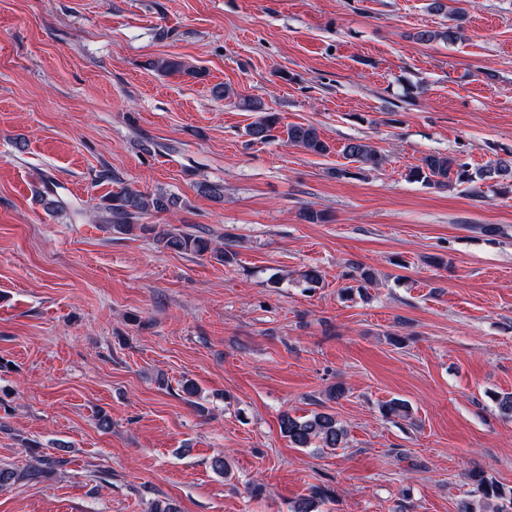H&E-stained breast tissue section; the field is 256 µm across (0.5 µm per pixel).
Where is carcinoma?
I'll use <instances>...</instances> for the list:
<instances>
[{"instance_id":"obj_1","label":"carcinoma","mask_w":512,"mask_h":512,"mask_svg":"<svg viewBox=\"0 0 512 512\" xmlns=\"http://www.w3.org/2000/svg\"><path fill=\"white\" fill-rule=\"evenodd\" d=\"M456 37L453 29L436 31L421 29L413 35L418 43H430L438 39L451 40ZM149 67L159 73L173 74L183 72L195 76L197 71L175 58H158L149 62ZM242 108L259 113V117L248 127L247 135L251 141L263 143L273 137L280 117L276 112L265 108L259 102L243 101ZM287 142L299 146L309 153L325 156L331 152L330 145L322 139L313 125L295 124L287 128ZM342 154L351 162L358 164L360 170H376L385 162V156L371 143L362 139H351L342 148ZM409 176L427 185L447 190L459 185H471L476 181L491 180L506 191H512V160L497 159L485 167L471 171L469 163L461 158L444 155L439 152L428 153L414 166ZM178 205V198L159 191L155 194L143 192L132 187H122L105 197L97 206L102 213V221L111 225L119 233H129L139 229L154 235L163 247L177 253L203 256L211 254L221 263L231 262V257L222 246L212 245V241L190 230L173 231L164 224H142L140 220L151 213H163ZM280 432L288 438L295 448H329L335 450L344 447L347 431L330 412H314L309 416L293 417L283 413L279 417ZM65 465L59 458H43L38 465L25 471L13 467H0V489L32 476L52 472ZM472 485L471 500L460 502L458 512H512V490L507 492L496 482L488 479L484 472L473 470L468 474ZM326 498V492L315 490L310 496L293 502L290 512H319Z\"/></svg>"}]
</instances>
